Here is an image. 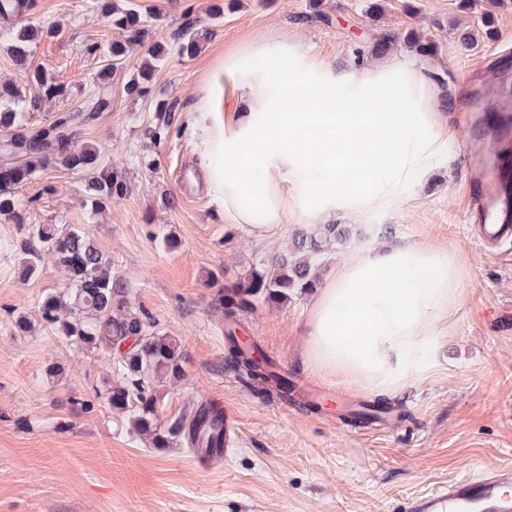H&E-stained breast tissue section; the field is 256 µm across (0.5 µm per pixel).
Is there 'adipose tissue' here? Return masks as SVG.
<instances>
[{
  "instance_id": "ef3b65f1",
  "label": "adipose tissue",
  "mask_w": 512,
  "mask_h": 512,
  "mask_svg": "<svg viewBox=\"0 0 512 512\" xmlns=\"http://www.w3.org/2000/svg\"><path fill=\"white\" fill-rule=\"evenodd\" d=\"M442 102L424 66L338 65L293 37L224 53L209 111L190 113L204 182L228 224L256 234L322 224L416 190L437 154ZM447 248L386 241L349 254L324 281L307 322L304 360L378 395L424 372L439 314L461 297Z\"/></svg>"
}]
</instances>
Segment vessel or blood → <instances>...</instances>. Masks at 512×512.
<instances>
[{
  "mask_svg": "<svg viewBox=\"0 0 512 512\" xmlns=\"http://www.w3.org/2000/svg\"><path fill=\"white\" fill-rule=\"evenodd\" d=\"M467 215L484 241L512 240V206L504 202L494 180L465 186ZM402 512H512V464L406 498Z\"/></svg>",
  "mask_w": 512,
  "mask_h": 512,
  "instance_id": "1",
  "label": "vessel or blood"
}]
</instances>
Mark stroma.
Instances as JSON below:
<instances>
[{"mask_svg": "<svg viewBox=\"0 0 512 512\" xmlns=\"http://www.w3.org/2000/svg\"><path fill=\"white\" fill-rule=\"evenodd\" d=\"M149 19V42L168 46L154 73V93L133 99L124 72L97 79L103 50L123 34L97 10V0H32L28 18L60 25L38 40L27 65L8 52L0 31V82L25 85L41 67L69 95L27 116L37 129L79 109L101 91L112 109L80 130V140L112 160L132 186L111 207L83 206L78 174L50 166L19 187L15 214H0V512H401L404 499L458 478L512 463V242L483 247L463 212L468 173L463 147L491 154L483 132L487 113L472 128L441 137L436 165L416 191L382 205L349 240L327 245L317 260L327 278L350 251L386 240L438 245L463 268L462 298L438 325L440 347L431 368L388 401L396 418L383 431L346 419L336 402L301 400L295 383L306 378L344 387V380L303 361L304 328L316 290L293 292L281 303L257 300L239 319L286 375L288 397L242 382L225 364L224 311L217 291L204 287L207 271L224 279L291 245L294 225L264 236L228 224L202 186L200 145L174 122L168 138L152 142L156 103L178 112L204 106L227 46L259 37L301 39L324 59L341 63L393 57L421 58L438 76L444 96L474 98L487 89L512 91V0H119ZM221 19H210L214 7ZM192 28L200 46L180 55L172 35ZM432 44L421 53L419 43ZM51 184L55 193L44 192ZM79 224L125 279L134 308L158 318L182 340L187 378L164 381L157 393L161 422L187 401L216 398L237 415L233 450L210 468H198L189 448L173 442L152 448L129 418L91 392L105 369L96 356H76L55 334L17 330L23 314L36 319L47 293L65 280L53 266L28 281L18 278L20 255L9 250L18 223ZM58 365L60 380L46 369ZM91 400L72 413L68 397Z\"/></svg>", "mask_w": 512, "mask_h": 512, "instance_id": "1", "label": "stroma"}]
</instances>
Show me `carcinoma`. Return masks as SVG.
Instances as JSON below:
<instances>
[{"mask_svg": "<svg viewBox=\"0 0 512 512\" xmlns=\"http://www.w3.org/2000/svg\"><path fill=\"white\" fill-rule=\"evenodd\" d=\"M27 8L28 0H0V18H21ZM101 9L125 37L107 47V64L97 74L99 79L124 70L146 34V19L137 11L108 2ZM59 32L55 25L43 28L20 21L10 28V54L24 63L33 40ZM175 41L181 55L192 53L198 43L188 30L176 33ZM167 54L165 46L151 44L142 56L141 69L125 84L126 95H149L154 63ZM68 91L67 85L52 81L38 70L33 71L26 91L13 84H0V150L16 160L0 166V213L15 210L18 187L39 179L40 172L57 161L82 175L81 193L93 210L131 192V185L112 167V161H103L99 149L78 140L80 124L112 111L111 98L98 96L84 112L61 114L37 131L28 128L30 110L64 97ZM158 106L161 123L151 132L156 141L167 136L175 112V106L164 101ZM346 237L343 224H322L316 234L300 232L291 251L250 267L234 281L224 282L218 297L224 303L225 347L231 368L240 378L288 395V381L273 372L271 360L257 343L237 335L239 315L260 298L276 302L294 289L315 287L316 257L327 243ZM16 248L21 251V280L36 274L46 255L64 273L66 289L48 294L40 303V326L63 337L76 353L94 354L106 362L108 374L93 387L95 398L129 414L137 435L155 448H165L174 439L187 441L195 448L224 447L223 420L213 417L203 404L189 401L182 415L164 426L160 424L156 383L167 378L182 379L186 353L177 337L164 332L158 318L144 310L136 313L130 309L124 280L112 270V260L93 235L67 224H24Z\"/></svg>", "mask_w": 512, "mask_h": 512, "instance_id": "carcinoma-1", "label": "carcinoma"}]
</instances>
